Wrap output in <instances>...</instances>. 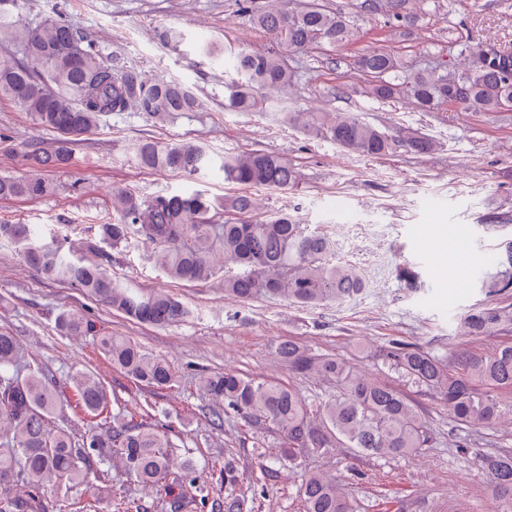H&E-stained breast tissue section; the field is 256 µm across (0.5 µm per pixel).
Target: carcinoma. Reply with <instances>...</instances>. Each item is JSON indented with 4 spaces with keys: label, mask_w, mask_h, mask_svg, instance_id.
I'll use <instances>...</instances> for the list:
<instances>
[{
    "label": "carcinoma",
    "mask_w": 512,
    "mask_h": 512,
    "mask_svg": "<svg viewBox=\"0 0 512 512\" xmlns=\"http://www.w3.org/2000/svg\"><path fill=\"white\" fill-rule=\"evenodd\" d=\"M290 0H240L239 11L263 31L271 46L256 52L245 46L206 43L201 51L224 55L234 78L224 84V110L257 112L261 93L284 94L292 86V53L354 47L366 32L340 10L319 0L299 7ZM412 0H386L388 16L409 18ZM25 0H0V44L13 46L0 57V98L10 100L42 128L59 139L50 150L33 147L29 164L47 172L67 168L72 146L94 132L112 114L138 112L156 123L192 116L202 103L187 85L149 77L139 67L115 56L104 59L97 43L83 30L59 18L36 26L23 19ZM463 71L443 75L437 68L404 75L397 56L364 48L355 59L366 77V96L388 100L403 96L420 112L448 108L465 112L512 110V53L489 49L482 53L466 44L458 53ZM282 120L339 149L364 157L389 156L399 149L433 154L439 142L411 127L382 129L352 113L315 109L283 112ZM139 167L197 175L218 168L224 182L241 187L223 199L202 190L142 197L119 190L112 198V223L101 224L99 240L114 248L132 241L154 248L159 269L180 283H197L222 273L224 298L249 302L278 298L299 307L339 303L363 293L362 270L337 256L336 240L311 231L286 211L256 217L258 198L251 188L291 190L298 186L297 165L273 152L210 153L195 144L169 145L144 139L132 145ZM51 191L41 177H0V198L38 199ZM20 247L23 261L47 278L78 289L84 295L140 323L165 327L183 322L191 310L164 289L143 290L113 276L98 258L77 256L54 240L48 241L31 224H0V241ZM490 298L512 294V239L503 243L495 271L481 281ZM512 324V306L487 304L467 314V336H494ZM68 335L88 331L83 316L67 312L59 319ZM99 349L112 365L135 381L153 388H171L177 371L169 361L144 352L126 336L104 335ZM389 367L417 387L432 392L453 420L468 428H490L512 421V343L489 356L461 351L449 362L413 343L392 339L382 347ZM288 370L336 381L340 392L310 401L296 390L234 370L201 369L202 390L219 403L210 411L216 429L235 415L261 432L276 429L288 463L300 468L302 512H351L336 475L305 467L306 458L349 448L357 456L401 457L432 446L425 418L403 392L357 373L343 360L317 354L288 340L276 350ZM74 401L56 380L31 366L26 352L9 333L0 332V512H88L89 503L68 495L89 482L98 465L112 464L136 481L163 488L170 512H255L256 495L235 492L238 467L224 457L218 474L228 490L224 500L209 497L206 485L187 462H177L175 444L162 430L125 418L118 412L109 425L94 419L110 406L106 386L88 374L71 378ZM73 406L89 418L82 438L69 429L47 427L52 415ZM485 467L494 495L512 504V452L490 457ZM28 487L24 497L11 486ZM65 492H60L61 485Z\"/></svg>",
    "instance_id": "obj_1"
}]
</instances>
